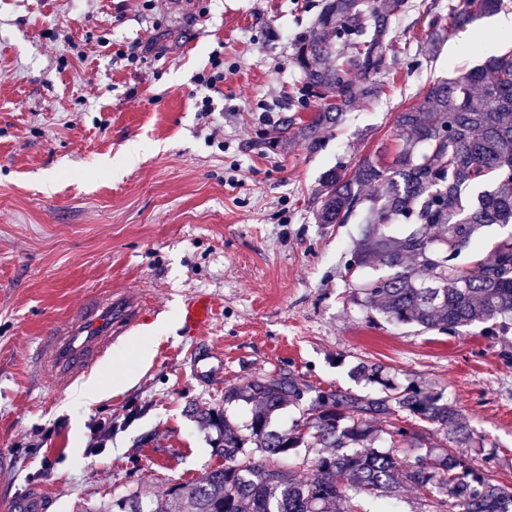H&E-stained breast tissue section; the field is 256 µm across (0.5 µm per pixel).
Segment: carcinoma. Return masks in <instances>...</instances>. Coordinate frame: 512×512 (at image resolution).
I'll return each mask as SVG.
<instances>
[{
  "mask_svg": "<svg viewBox=\"0 0 512 512\" xmlns=\"http://www.w3.org/2000/svg\"><path fill=\"white\" fill-rule=\"evenodd\" d=\"M406 0H323L313 28L293 44L292 62L303 92L317 101L306 117L284 118L282 136L321 146L322 134L382 87L371 80L397 54L390 16ZM507 0H458L452 25L431 4L430 33L420 53L432 60L452 31L496 15ZM398 143L391 158L366 156L334 166L320 177L313 213L318 224L360 225L346 261L356 272L375 267L354 301L388 321L425 330L457 332L489 324L497 336L512 329V234L483 248L486 228L512 224V54H492L481 64L429 85L420 100L394 116ZM478 255L466 266L463 253ZM359 381L380 395L319 392L306 398L290 374L256 376L224 391V402L251 404L245 430L215 408L196 414L219 431L224 465L202 480L170 486L162 498L138 485L108 504L85 512H362V501L392 509L400 487L424 491L430 512H512V489L494 483L467 448H486L464 414L417 382L394 381L383 366L360 361ZM308 400L306 417L293 429H268L285 404ZM424 422L444 434L448 449L413 459L397 448H421ZM384 441L389 449L375 447Z\"/></svg>",
  "mask_w": 512,
  "mask_h": 512,
  "instance_id": "cac0c4a2",
  "label": "carcinoma"
}]
</instances>
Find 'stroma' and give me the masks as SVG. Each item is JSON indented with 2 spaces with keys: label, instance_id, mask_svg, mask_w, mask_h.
Here are the masks:
<instances>
[{
  "label": "stroma",
  "instance_id": "1",
  "mask_svg": "<svg viewBox=\"0 0 512 512\" xmlns=\"http://www.w3.org/2000/svg\"><path fill=\"white\" fill-rule=\"evenodd\" d=\"M408 2L391 20L402 51L381 95L312 152L278 140L284 116L308 112L292 45L322 0H0V452L17 459L0 497L35 488L48 512H82L137 484L164 494L224 463L193 406L244 426L250 406L225 404V387L288 373L313 394L377 395L350 375L362 360L458 406L497 448L489 477L512 486V332L368 313L344 269L357 225L313 218L325 170L393 147L395 112L479 64L476 44L512 50L492 16L425 60L428 20L422 0ZM152 40L151 54L124 60ZM216 53L227 79L207 92L195 77ZM132 283L154 304L151 323L200 290L223 297V318L198 344L165 333L146 363L135 335L122 337L92 371L103 387L93 404L39 384L31 357L45 327L89 290ZM117 418L93 453V428Z\"/></svg>",
  "mask_w": 512,
  "mask_h": 512
}]
</instances>
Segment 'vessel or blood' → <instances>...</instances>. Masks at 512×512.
<instances>
[{
	"instance_id": "1",
	"label": "vessel or blood",
	"mask_w": 512,
	"mask_h": 512,
	"mask_svg": "<svg viewBox=\"0 0 512 512\" xmlns=\"http://www.w3.org/2000/svg\"><path fill=\"white\" fill-rule=\"evenodd\" d=\"M152 305L145 294L96 289L84 297L67 319L47 328L37 345L36 368L41 381L65 389L87 376L120 337L142 325ZM223 313V301L212 293L184 300L179 321L189 340L211 333ZM42 495L0 501V512H47Z\"/></svg>"
}]
</instances>
